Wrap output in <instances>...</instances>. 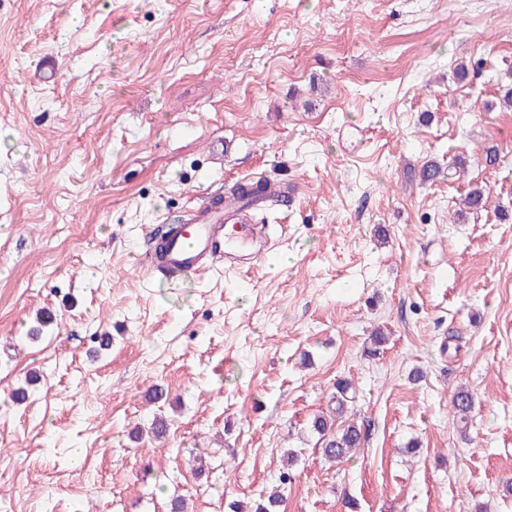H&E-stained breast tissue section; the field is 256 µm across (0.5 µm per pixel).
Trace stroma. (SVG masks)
Instances as JSON below:
<instances>
[{
  "instance_id": "35a3bbf8",
  "label": "stroma",
  "mask_w": 512,
  "mask_h": 512,
  "mask_svg": "<svg viewBox=\"0 0 512 512\" xmlns=\"http://www.w3.org/2000/svg\"><path fill=\"white\" fill-rule=\"evenodd\" d=\"M509 84L512 0H0V504L229 512L299 446L284 512H512ZM260 178L274 249L142 266L147 228ZM341 378L366 439L332 466L307 419ZM154 386L168 436L132 441ZM490 192L482 185L471 187L467 193L460 199L457 215L463 214L465 210L479 212L484 210L489 203ZM451 409L454 414V420L461 424L462 429H466L474 412L472 395L466 391H457L452 397Z\"/></svg>"
}]
</instances>
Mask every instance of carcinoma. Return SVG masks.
Here are the masks:
<instances>
[{"label": "carcinoma", "mask_w": 512, "mask_h": 512, "mask_svg": "<svg viewBox=\"0 0 512 512\" xmlns=\"http://www.w3.org/2000/svg\"><path fill=\"white\" fill-rule=\"evenodd\" d=\"M263 192L262 184L251 182L239 183L232 190L237 201L246 205L262 201ZM489 198L490 192L486 187L480 184L473 186L460 199L456 213L460 216L466 210L479 212L487 207ZM352 390L353 383L350 380H337L335 393L332 396L335 408L326 414L315 415L307 422L308 429L317 436L316 447L328 462L341 463L351 458L364 441L365 432L359 423L353 418L343 419L353 399ZM451 409L454 420L461 424V428H467L474 412L472 395L466 391L456 392L451 400ZM300 454L299 450L288 451L287 466L279 477L280 487L271 489L266 495L249 505L232 501L228 504L230 512H280L284 502L282 488L292 481V469Z\"/></svg>", "instance_id": "obj_1"}]
</instances>
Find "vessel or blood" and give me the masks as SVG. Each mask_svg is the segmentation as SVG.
Here are the masks:
<instances>
[{
    "label": "vessel or blood",
    "mask_w": 512,
    "mask_h": 512,
    "mask_svg": "<svg viewBox=\"0 0 512 512\" xmlns=\"http://www.w3.org/2000/svg\"><path fill=\"white\" fill-rule=\"evenodd\" d=\"M264 244L263 225L251 223L234 208L206 198L197 208L194 223L181 226L166 256L154 259L153 264L169 272L197 270L218 263L229 269L240 268Z\"/></svg>",
    "instance_id": "1"
}]
</instances>
